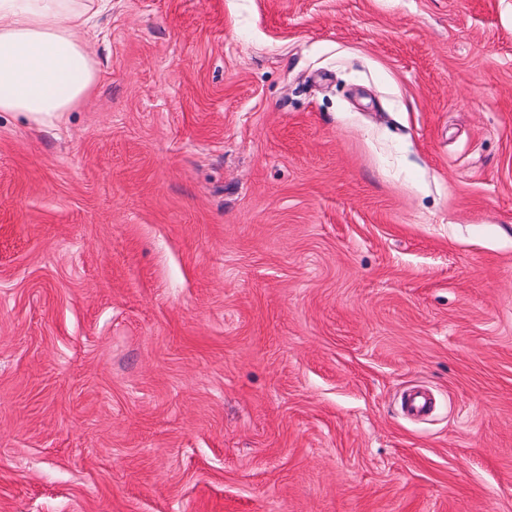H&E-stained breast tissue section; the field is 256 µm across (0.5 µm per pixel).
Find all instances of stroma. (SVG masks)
<instances>
[{
	"mask_svg": "<svg viewBox=\"0 0 512 512\" xmlns=\"http://www.w3.org/2000/svg\"><path fill=\"white\" fill-rule=\"evenodd\" d=\"M97 24L0 112V512H512V0Z\"/></svg>",
	"mask_w": 512,
	"mask_h": 512,
	"instance_id": "1",
	"label": "stroma"
}]
</instances>
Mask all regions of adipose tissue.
<instances>
[{
	"instance_id": "adipose-tissue-1",
	"label": "adipose tissue",
	"mask_w": 512,
	"mask_h": 512,
	"mask_svg": "<svg viewBox=\"0 0 512 512\" xmlns=\"http://www.w3.org/2000/svg\"><path fill=\"white\" fill-rule=\"evenodd\" d=\"M112 0H0V112L42 127L90 95L96 62L81 32Z\"/></svg>"
}]
</instances>
